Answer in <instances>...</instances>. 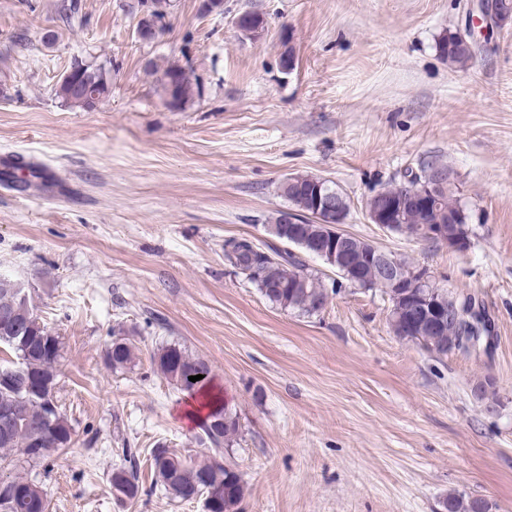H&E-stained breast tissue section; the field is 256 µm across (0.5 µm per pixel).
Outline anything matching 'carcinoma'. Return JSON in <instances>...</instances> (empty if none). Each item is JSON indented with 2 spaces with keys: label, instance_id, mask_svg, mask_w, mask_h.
<instances>
[{
  "label": "carcinoma",
  "instance_id": "carcinoma-1",
  "mask_svg": "<svg viewBox=\"0 0 512 512\" xmlns=\"http://www.w3.org/2000/svg\"><path fill=\"white\" fill-rule=\"evenodd\" d=\"M147 10L138 23L157 35L158 23L167 13V0H146ZM437 49L448 62L461 67L474 58V54L457 47L456 34L443 35ZM160 83L169 105L179 108L203 93V86L181 65L172 63L163 69ZM110 94V78L102 68H94L75 60L57 86V95L68 106L91 109ZM287 198L289 211L295 213L296 241L272 237L270 241L256 242L257 251L244 253L230 267L252 282L261 295L273 306L298 313L302 316L318 315L326 309L330 293L319 273L311 270L307 259L315 256L312 241L323 236V228L314 214L315 191L330 193L336 197L341 212L349 213V204L342 192L329 181L312 175H297L281 185ZM411 185L405 181L384 190L382 197L398 204L397 210L386 220L396 225L394 232L410 240L435 246L437 242L418 234V230L430 224L449 221L455 231L464 238H471L473 228L470 214L457 199L458 188L448 186L438 193L430 207L406 205ZM291 244L298 248L286 249ZM346 247L353 263L362 271V288L379 290L391 304L390 325L395 336L421 343L428 352L436 355L450 353L467 354L468 342L479 334L478 321L470 315L471 306L479 303L473 294H464L439 288L436 283L425 292L439 295L442 303L456 305L472 320L471 333L465 335L453 322L445 325L441 334L424 327L408 328L405 318V291L392 288L380 281L376 265L369 258L371 248L365 241L348 235ZM5 345L15 359L0 363V406L16 408L12 431L5 437L0 433V450L19 449L24 462L30 466L46 464L61 450L73 442V428L61 411L55 389L57 365L61 357L60 337L39 321L24 291L10 294L0 290V345ZM134 345L126 338H115L106 355L108 365L125 369L134 364ZM156 370L170 384L187 394L206 411L202 421L203 436L199 442L208 447L209 455L200 461H181L175 451L159 446L152 449L151 469L155 484L173 496L190 501L198 493L207 494L213 501L212 512H239L245 497V481L233 467L224 465V448L235 442L239 433L237 416L224 406V396L212 385L213 374L209 363L188 353L176 343L167 344L152 358ZM201 375L196 382L189 377ZM10 482L21 485L26 494L15 496L8 490L0 491V512H44V490L32 480L15 476ZM112 493L120 498L134 500L142 493V485L133 468H118L110 479ZM446 512H487V503L480 498L464 499L454 495L443 501Z\"/></svg>",
  "mask_w": 512,
  "mask_h": 512
}]
</instances>
